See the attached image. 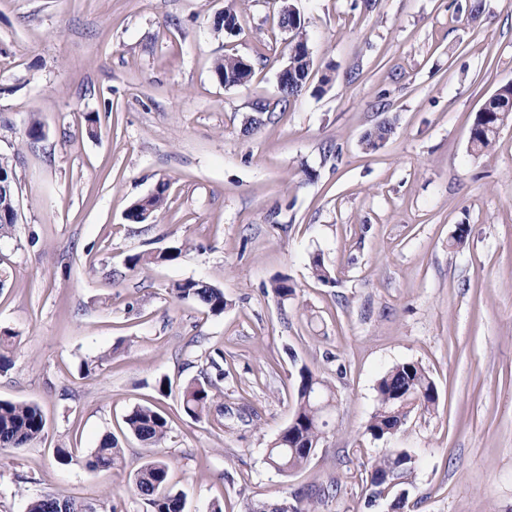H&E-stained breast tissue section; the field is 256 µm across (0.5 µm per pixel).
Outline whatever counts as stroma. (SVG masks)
I'll return each mask as SVG.
<instances>
[{
    "label": "stroma",
    "mask_w": 512,
    "mask_h": 512,
    "mask_svg": "<svg viewBox=\"0 0 512 512\" xmlns=\"http://www.w3.org/2000/svg\"><path fill=\"white\" fill-rule=\"evenodd\" d=\"M360 2L291 0L314 64L282 111L278 0H0V156L16 160L19 208L0 238V330L17 335L0 399L47 420L38 444L0 449V512L49 491L147 512L132 476L155 451L124 418L155 401L184 512H244L332 481L316 512H391L369 497L386 448L412 458L403 512H512V123L488 153L468 150L477 111L512 81V0H482L474 19L464 0ZM226 10L231 35L216 27ZM226 56L255 62L248 83L215 79ZM260 101L274 112L245 130ZM383 122L392 136L365 151ZM162 181L163 209L128 222ZM172 246L174 262L127 267ZM314 253L332 282L313 277ZM279 275L295 286L285 301ZM185 279L222 288L224 313L177 302L169 287ZM408 361L437 406L373 438L377 381ZM304 367L336 401L309 462L283 475L267 446ZM219 371L209 418L182 416L181 387ZM107 433L124 472L85 466Z\"/></svg>",
    "instance_id": "stroma-1"
}]
</instances>
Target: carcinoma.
<instances>
[{
	"instance_id": "carcinoma-1",
	"label": "carcinoma",
	"mask_w": 512,
	"mask_h": 512,
	"mask_svg": "<svg viewBox=\"0 0 512 512\" xmlns=\"http://www.w3.org/2000/svg\"><path fill=\"white\" fill-rule=\"evenodd\" d=\"M289 33L288 49L303 51L308 41L303 31L301 19L292 22ZM312 65H301L296 69L294 83L281 92V101L288 102L300 94L307 85ZM254 67L241 68L238 58L228 56L215 63L213 74L222 84H239L247 81ZM512 100V85H503L497 89V96L485 114L476 115L470 129L469 144L473 153L479 155L490 151L496 143L499 108L504 102ZM393 134V126L383 123L368 130L362 137V145L367 151L378 149V143L386 142ZM169 184L158 183V192L134 202L126 212V219L138 222L139 210L148 209L155 215L162 209L166 200ZM182 254V249L171 247L157 253H138L127 258V264L134 270L151 264L173 262ZM310 268L313 276L324 283L332 280L331 272L320 253L310 256ZM273 293L282 300L295 292L290 280L283 276L271 282ZM171 294L180 302L199 304L213 315H219L227 307L224 291L207 283L186 279L173 284ZM16 346V335L9 330H0V370L5 371L12 365V353ZM224 380V371L218 370L216 379L191 380L180 391V407L192 420L199 421L209 415L214 394L212 389L217 382ZM377 404L366 425V432L379 439L390 435L399 415L395 414L386 402V397L400 394L406 405L412 410L429 412L437 405L438 393L433 379L426 369L417 362L409 361L394 365L385 372L376 386ZM332 391L325 382L312 371L304 368L300 371L297 389V401L293 417L295 425L291 429L281 430L270 442L267 451V463L280 473H289L305 465L310 451L316 449L325 434L327 422L324 415L330 407ZM126 428L139 441L151 448H159L165 442L169 422L165 415L153 406L139 405L125 417ZM46 429V419L35 403L15 402L0 399V448L21 449L38 442ZM123 449L112 434L104 435L96 448L86 459L90 469H120L123 467ZM411 458L404 460L387 448L372 465L370 486L371 497L381 496L388 482L408 469ZM134 492L150 512H184L181 493L168 485V463L157 455L145 463L133 475ZM329 485L318 491L297 492L294 494L296 505L293 512H314L319 501L332 494ZM28 512H86V502L80 498L62 492L49 491L31 500Z\"/></svg>"
}]
</instances>
